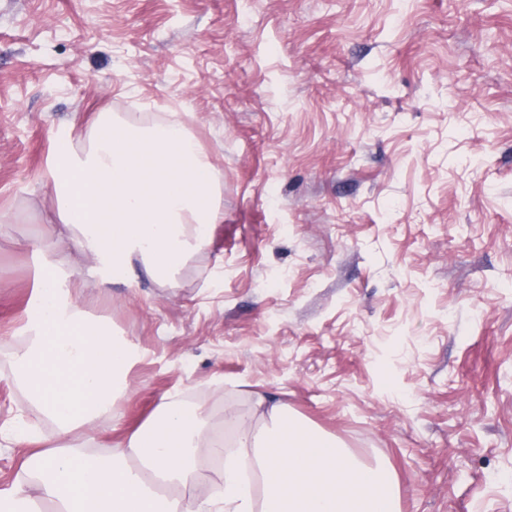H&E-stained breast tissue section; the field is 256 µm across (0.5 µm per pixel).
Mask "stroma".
Masks as SVG:
<instances>
[{
	"label": "stroma",
	"instance_id": "35a3bbf8",
	"mask_svg": "<svg viewBox=\"0 0 512 512\" xmlns=\"http://www.w3.org/2000/svg\"><path fill=\"white\" fill-rule=\"evenodd\" d=\"M221 176L180 285L88 314L139 345L99 445L161 396L279 395L398 512H512V0H0V211L36 234L51 131L167 109ZM36 262L0 241V336ZM52 424L0 356V426Z\"/></svg>",
	"mask_w": 512,
	"mask_h": 512
}]
</instances>
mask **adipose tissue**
<instances>
[{
    "label": "adipose tissue",
    "mask_w": 512,
    "mask_h": 512,
    "mask_svg": "<svg viewBox=\"0 0 512 512\" xmlns=\"http://www.w3.org/2000/svg\"><path fill=\"white\" fill-rule=\"evenodd\" d=\"M51 216L18 246L38 286L7 343L13 375L53 436L7 433L34 447L0 490V512H398L392 476L307 429L287 402L228 406L237 437L219 442L203 406L163 395L150 422L103 455L91 429L116 413L137 345L86 315L78 288L109 294L147 276L165 288L209 244L223 218L220 173L178 117L139 126L98 113L84 139L54 137Z\"/></svg>",
    "instance_id": "1"
}]
</instances>
